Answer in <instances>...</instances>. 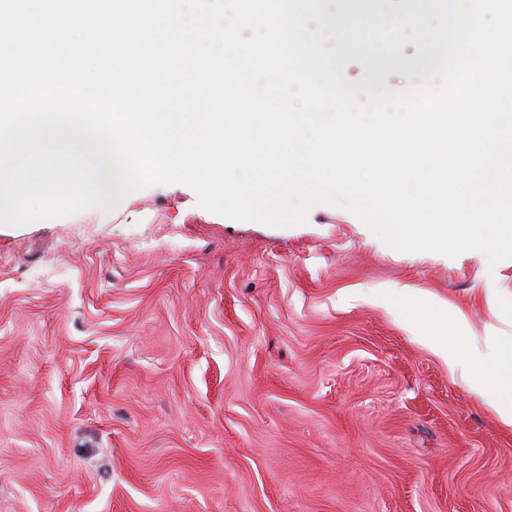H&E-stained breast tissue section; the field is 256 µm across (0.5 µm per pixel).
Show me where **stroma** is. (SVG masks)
<instances>
[{"mask_svg": "<svg viewBox=\"0 0 512 512\" xmlns=\"http://www.w3.org/2000/svg\"><path fill=\"white\" fill-rule=\"evenodd\" d=\"M199 210L0 224V512H512V426L423 338L484 349L413 308L511 333L512 258Z\"/></svg>", "mask_w": 512, "mask_h": 512, "instance_id": "stroma-1", "label": "stroma"}]
</instances>
